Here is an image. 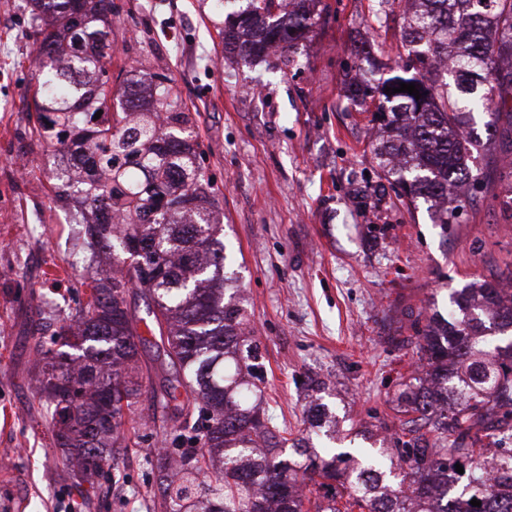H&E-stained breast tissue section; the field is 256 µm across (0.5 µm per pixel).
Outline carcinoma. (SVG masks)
I'll return each instance as SVG.
<instances>
[{
  "label": "carcinoma",
  "mask_w": 512,
  "mask_h": 512,
  "mask_svg": "<svg viewBox=\"0 0 512 512\" xmlns=\"http://www.w3.org/2000/svg\"><path fill=\"white\" fill-rule=\"evenodd\" d=\"M414 7L389 76L345 75L350 100L371 109L384 179L407 207L427 204L443 236L477 197L464 185L496 180L492 201L512 218V0H409ZM36 44L33 103L45 147L80 165L53 180L59 197L112 220L85 226L98 251L127 269L92 278L85 306L63 328L61 348L36 337L39 398L55 422V445L87 481L125 439V414L145 393L162 409L163 442L183 456L162 492L170 512H485L474 498H502L512 512V288L495 275L452 293L448 316L418 313V367L401 383L398 418L379 453L401 478L350 452L320 457L280 434L266 416L260 343L251 312L226 271L216 189L197 165L191 123L170 83L112 86V0H29ZM278 0H250L234 14L224 46L248 61L293 52L315 25L301 10L276 15ZM385 46L361 45L369 66ZM414 84L420 98L387 93ZM99 119H94L97 112ZM488 116L485 135L474 114ZM141 243L149 252H133ZM141 299L145 316L129 298ZM145 325L169 370L143 387ZM501 335L491 339V332ZM290 447L288 457H281ZM461 465L464 473L456 471ZM469 491L448 499V481ZM206 486L203 507L190 489Z\"/></svg>",
  "instance_id": "cac0c4a2"
}]
</instances>
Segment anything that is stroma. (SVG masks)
I'll return each instance as SVG.
<instances>
[{"instance_id": "1", "label": "stroma", "mask_w": 512, "mask_h": 512, "mask_svg": "<svg viewBox=\"0 0 512 512\" xmlns=\"http://www.w3.org/2000/svg\"><path fill=\"white\" fill-rule=\"evenodd\" d=\"M248 0H112V71L170 78L199 161L218 190V219L252 312L266 369V412L287 438L318 453L377 460L364 439L392 417L397 384L414 363L391 344L412 335L410 315L448 313L456 288L497 272L512 281V219L478 203L442 237L425 206L408 210L383 188L369 113L343 91L346 73L371 77L352 50L400 40L399 12L380 0H312L316 24L294 63L280 53L246 63L224 51L227 15ZM35 44L28 0H0V512H165L154 410L141 398L128 447L87 483L74 478L39 403L33 325L45 337L69 323L95 271L74 199H56L59 154L41 147L29 91ZM35 156L39 166L21 168ZM379 191L377 205L357 196ZM328 384L322 400L343 429L329 439L306 425L304 382Z\"/></svg>"}]
</instances>
